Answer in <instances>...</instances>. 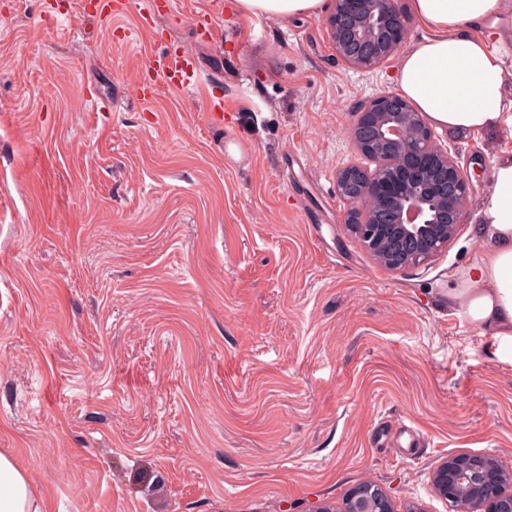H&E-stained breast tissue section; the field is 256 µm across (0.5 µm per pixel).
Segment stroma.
<instances>
[{
  "label": "stroma",
  "instance_id": "1",
  "mask_svg": "<svg viewBox=\"0 0 512 512\" xmlns=\"http://www.w3.org/2000/svg\"><path fill=\"white\" fill-rule=\"evenodd\" d=\"M147 7L106 27L0 0V452L50 512H343L366 481L396 512H452L443 460L512 471V362L448 299L470 224L395 273L344 222L352 109L393 90V65L345 66L319 15L174 0L144 32ZM173 46L210 99L140 102ZM436 137L476 217L512 129Z\"/></svg>",
  "mask_w": 512,
  "mask_h": 512
}]
</instances>
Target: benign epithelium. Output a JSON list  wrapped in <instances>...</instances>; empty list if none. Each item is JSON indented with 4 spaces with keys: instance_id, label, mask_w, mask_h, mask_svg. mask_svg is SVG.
Listing matches in <instances>:
<instances>
[{
    "instance_id": "1",
    "label": "benign epithelium",
    "mask_w": 512,
    "mask_h": 512,
    "mask_svg": "<svg viewBox=\"0 0 512 512\" xmlns=\"http://www.w3.org/2000/svg\"><path fill=\"white\" fill-rule=\"evenodd\" d=\"M336 55L350 68L373 71L400 50L407 25L395 0H332L324 18ZM353 144L372 163L336 171V191L349 204L346 223L381 265L403 271L448 248L467 222L470 177L450 151L434 142L423 113L384 91L362 101ZM512 482L492 457L460 455L432 474L435 491L451 503L467 497L479 512H512ZM352 512H394L386 492L361 485L349 495Z\"/></svg>"
}]
</instances>
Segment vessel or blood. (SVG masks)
I'll return each mask as SVG.
<instances>
[{"label":"vessel or blood","mask_w":512,"mask_h":512,"mask_svg":"<svg viewBox=\"0 0 512 512\" xmlns=\"http://www.w3.org/2000/svg\"><path fill=\"white\" fill-rule=\"evenodd\" d=\"M126 7V0H96L95 6H88L86 0H71L68 18L81 17L102 23H111L114 17L121 15ZM150 68L154 73L151 81L138 82L136 94L141 101L155 98L159 86L173 90L196 88L208 92L207 84L196 78L197 60L189 50L177 48L154 57Z\"/></svg>","instance_id":"b4317fda"}]
</instances>
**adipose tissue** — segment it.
Instances as JSON below:
<instances>
[{
  "label": "adipose tissue",
  "mask_w": 512,
  "mask_h": 512,
  "mask_svg": "<svg viewBox=\"0 0 512 512\" xmlns=\"http://www.w3.org/2000/svg\"><path fill=\"white\" fill-rule=\"evenodd\" d=\"M324 0H233L241 15H316ZM424 34L402 53L393 84L441 130L459 137L512 127V0H410ZM490 184L477 213L482 247L448 298L494 354L512 361V152L489 159ZM0 512H47L11 456L0 452Z\"/></svg>",
  "instance_id": "adipose-tissue-1"
}]
</instances>
